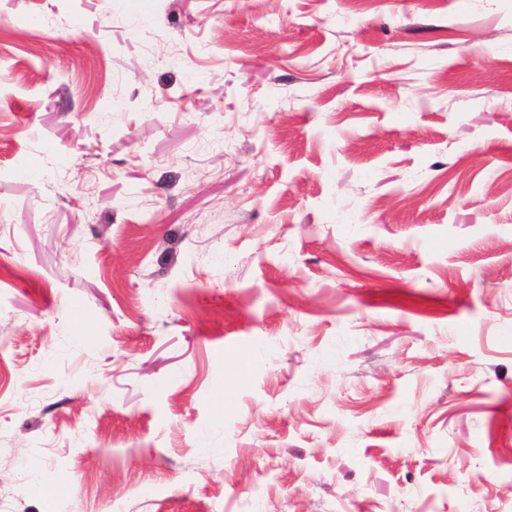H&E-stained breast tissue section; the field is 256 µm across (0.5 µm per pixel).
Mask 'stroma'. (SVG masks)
Wrapping results in <instances>:
<instances>
[{"mask_svg":"<svg viewBox=\"0 0 512 512\" xmlns=\"http://www.w3.org/2000/svg\"><path fill=\"white\" fill-rule=\"evenodd\" d=\"M0 512H512V0H0Z\"/></svg>","mask_w":512,"mask_h":512,"instance_id":"1","label":"stroma"}]
</instances>
